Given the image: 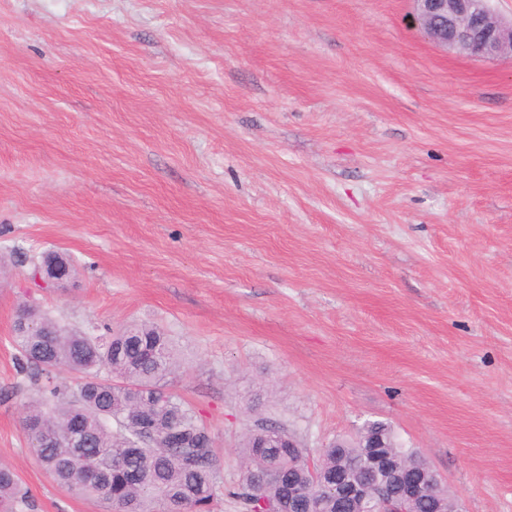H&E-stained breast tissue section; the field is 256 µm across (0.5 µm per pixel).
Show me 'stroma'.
Returning a JSON list of instances; mask_svg holds the SVG:
<instances>
[{
    "mask_svg": "<svg viewBox=\"0 0 512 512\" xmlns=\"http://www.w3.org/2000/svg\"><path fill=\"white\" fill-rule=\"evenodd\" d=\"M26 302L164 330L225 485L257 395L311 448L390 422L512 512V60L411 0H0V463L31 512H102L29 446ZM35 280L41 281L46 286H60L70 280L67 265H61L44 257L43 262L35 261L33 264Z\"/></svg>",
    "mask_w": 512,
    "mask_h": 512,
    "instance_id": "obj_1",
    "label": "stroma"
}]
</instances>
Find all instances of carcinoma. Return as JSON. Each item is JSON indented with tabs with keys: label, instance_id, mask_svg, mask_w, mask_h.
Masks as SVG:
<instances>
[{
	"label": "carcinoma",
	"instance_id": "carcinoma-1",
	"mask_svg": "<svg viewBox=\"0 0 512 512\" xmlns=\"http://www.w3.org/2000/svg\"><path fill=\"white\" fill-rule=\"evenodd\" d=\"M14 343L18 368L36 369L44 399L25 404L24 429L38 464L59 485L96 502L104 512H210L224 478L210 429L193 406L170 387L179 358L165 332L135 325L104 334L73 329L46 312L19 309ZM65 369L77 375L56 379ZM281 425L264 418L247 426L239 454L238 481L227 494L240 512H288V486L305 492L294 512H336L335 488L314 481L305 464H288V449L262 448ZM383 438L399 461H426L402 447L393 427L375 420L355 438L316 449L314 469L323 479L356 474L363 444ZM449 498L444 484L426 485L406 503L407 512H433ZM23 504L15 471L0 465V512Z\"/></svg>",
	"mask_w": 512,
	"mask_h": 512
}]
</instances>
